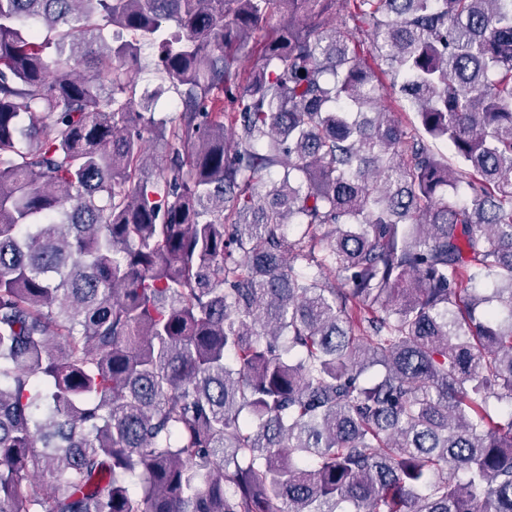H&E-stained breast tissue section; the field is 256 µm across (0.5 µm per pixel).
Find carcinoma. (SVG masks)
Instances as JSON below:
<instances>
[{
	"instance_id": "obj_1",
	"label": "carcinoma",
	"mask_w": 512,
	"mask_h": 512,
	"mask_svg": "<svg viewBox=\"0 0 512 512\" xmlns=\"http://www.w3.org/2000/svg\"><path fill=\"white\" fill-rule=\"evenodd\" d=\"M495 401L512 0H0V512H512Z\"/></svg>"
}]
</instances>
